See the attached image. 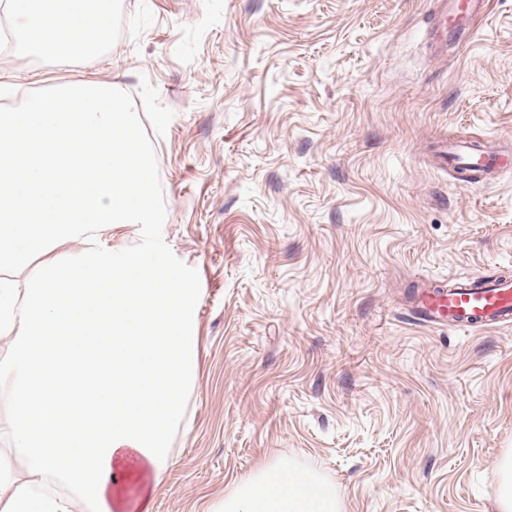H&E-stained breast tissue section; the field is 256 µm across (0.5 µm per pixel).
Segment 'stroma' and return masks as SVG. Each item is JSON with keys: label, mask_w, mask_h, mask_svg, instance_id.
Wrapping results in <instances>:
<instances>
[{"label": "stroma", "mask_w": 512, "mask_h": 512, "mask_svg": "<svg viewBox=\"0 0 512 512\" xmlns=\"http://www.w3.org/2000/svg\"><path fill=\"white\" fill-rule=\"evenodd\" d=\"M432 0H110L102 49H0V105L88 82L133 98L197 270V380L154 512H213L281 458L342 512H499L512 452V328L412 319L425 280L512 274V0L431 46ZM448 168H461L475 174L499 173L512 169L509 151L481 148L472 142H457L448 147Z\"/></svg>", "instance_id": "obj_1"}]
</instances>
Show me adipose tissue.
<instances>
[{"instance_id":"obj_1","label":"adipose tissue","mask_w":512,"mask_h":512,"mask_svg":"<svg viewBox=\"0 0 512 512\" xmlns=\"http://www.w3.org/2000/svg\"><path fill=\"white\" fill-rule=\"evenodd\" d=\"M29 45L47 61L73 54L109 14L107 0H12ZM196 288L161 258L98 248L52 260L24 287L0 281V357L26 456L0 451V512H151L171 458L173 425L196 380ZM217 512H341L336 489L275 459L243 479Z\"/></svg>"}]
</instances>
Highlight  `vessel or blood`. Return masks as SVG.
Here are the masks:
<instances>
[{"mask_svg":"<svg viewBox=\"0 0 512 512\" xmlns=\"http://www.w3.org/2000/svg\"><path fill=\"white\" fill-rule=\"evenodd\" d=\"M440 9L439 40H457L472 29L486 11L487 0H437ZM449 168L475 174L512 169V153L482 148L470 142L452 144L447 152ZM414 314L424 325L448 324L479 331L512 326V278L500 274L459 280L453 286L426 285L414 299Z\"/></svg>","mask_w":512,"mask_h":512,"instance_id":"1","label":"vessel or blood"}]
</instances>
